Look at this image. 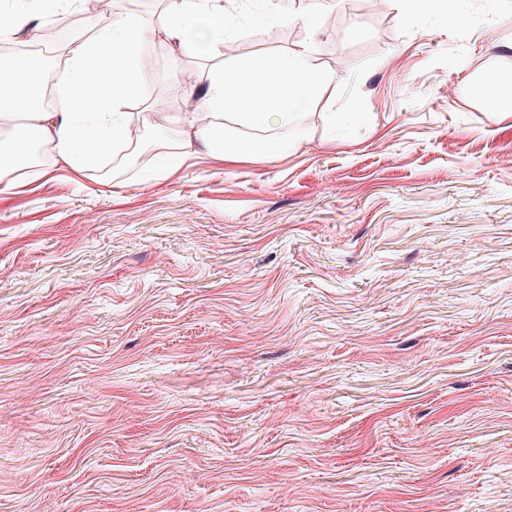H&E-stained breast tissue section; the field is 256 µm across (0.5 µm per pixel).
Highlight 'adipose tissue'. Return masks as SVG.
I'll return each mask as SVG.
<instances>
[{"label":"adipose tissue","mask_w":512,"mask_h":512,"mask_svg":"<svg viewBox=\"0 0 512 512\" xmlns=\"http://www.w3.org/2000/svg\"><path fill=\"white\" fill-rule=\"evenodd\" d=\"M227 19L224 0H164L159 32L183 53L218 56ZM145 30L138 15L116 13L108 30L68 46L64 85L50 111L32 85L31 58H0V179L29 169L23 146L29 135L49 146L54 166L75 172L131 148L124 107L144 92L137 49ZM331 83L306 51L234 56L201 78L199 108L178 116L183 139L177 155L185 160L202 150L227 166L256 161L265 141L242 151L227 134L239 127H287Z\"/></svg>","instance_id":"ef3b65f1"}]
</instances>
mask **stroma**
<instances>
[{
    "label": "stroma",
    "mask_w": 512,
    "mask_h": 512,
    "mask_svg": "<svg viewBox=\"0 0 512 512\" xmlns=\"http://www.w3.org/2000/svg\"><path fill=\"white\" fill-rule=\"evenodd\" d=\"M259 23L239 53L310 49L334 83L256 163L104 157L0 181V512H512V115L481 80L495 0ZM162 48L127 111H191L210 56ZM26 36L60 80L82 9ZM336 121L325 124L323 113Z\"/></svg>",
    "instance_id": "35a3bbf8"
}]
</instances>
